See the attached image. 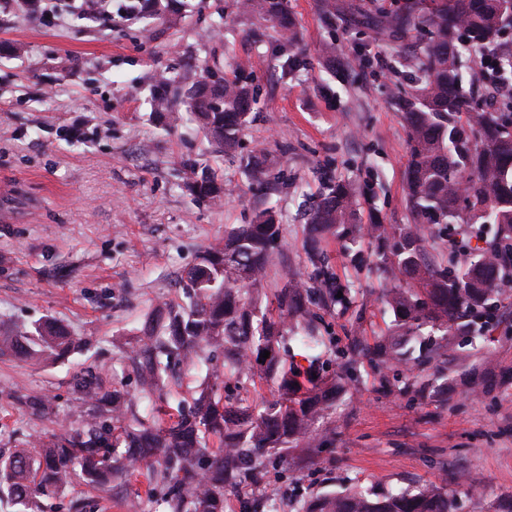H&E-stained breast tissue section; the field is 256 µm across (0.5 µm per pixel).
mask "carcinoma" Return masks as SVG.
Here are the masks:
<instances>
[{
  "label": "carcinoma",
  "instance_id": "1",
  "mask_svg": "<svg viewBox=\"0 0 512 512\" xmlns=\"http://www.w3.org/2000/svg\"><path fill=\"white\" fill-rule=\"evenodd\" d=\"M184 4L178 0H123L118 12L153 18L171 25ZM237 12L259 19L276 35L282 52L277 67L285 74L299 70L306 59L296 47L298 28L288 0H236ZM382 39L417 29L427 34L409 59L415 73L409 88L396 87L393 103L406 128L405 193L409 224L357 219L360 198L368 186L349 180H327L308 213L304 249L312 271L292 278L276 294L278 317H258L261 286L271 249L282 228L270 208L251 224L225 232L224 247L208 249L189 267L186 301L163 304L139 329L126 358L139 380L143 397L167 388L170 363L206 359L221 351L224 361L209 366L207 381L191 407L159 421L143 416L124 390L106 388L100 378L75 379L82 424L64 426L45 450L42 464L28 448L0 459V499L17 512H43L41 499L70 483L81 468L91 484L130 485L146 479L145 494L125 500L129 512H140L143 499H158L163 512H224L226 481L232 491L254 484L261 464L285 448L317 447L310 434L325 411L323 392L299 381L301 369L281 367V351L291 340L316 352L311 363L333 348L320 334L315 298L347 306L351 288L340 283L324 251L328 237L345 242L346 256L356 267L365 259L390 285L386 301L395 316L379 341L375 367L414 366L448 355V337L476 336L491 327L496 297L512 280V49L504 30L512 27V0H399L383 3L364 18ZM480 58L473 80L491 79L498 107L478 108L467 97L461 72ZM152 110L177 123L193 114L211 138L216 152L235 154L257 99L240 77L230 80L219 69L205 68L200 79L156 73L151 78ZM257 180H270L276 166L259 149L242 160ZM190 176L189 195L215 205L237 185L221 180L206 167L184 162ZM454 242L462 257L453 268L425 261L427 248ZM75 347L51 321L31 328L15 326L0 334V354L23 351L49 361ZM270 352L269 358L261 354ZM275 380L280 397L258 413L249 397L224 395V380ZM456 500L444 487L372 499L352 492L330 496L298 512H455Z\"/></svg>",
  "mask_w": 512,
  "mask_h": 512
}]
</instances>
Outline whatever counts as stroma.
<instances>
[{"label":"stroma","instance_id":"1","mask_svg":"<svg viewBox=\"0 0 512 512\" xmlns=\"http://www.w3.org/2000/svg\"><path fill=\"white\" fill-rule=\"evenodd\" d=\"M303 33L307 64L286 75L275 65L273 32L246 37L256 19L236 17L221 31L214 0H190L182 22L89 21L73 15L27 18L17 0H0V325L55 319L78 341L65 359L45 363L0 356V455L30 441L51 443L59 423L78 424L72 394L77 373H98L105 386L138 394L124 350L154 308L182 298L180 280L225 228L252 223L273 207L282 238L264 283L273 294L311 266L302 248L307 211L324 176L369 183L359 219L410 220L404 199L407 144L392 102L399 55L420 37L378 41L355 21L330 24L319 0H288ZM368 64L339 69L358 48ZM245 60L259 109L238 155L218 156L191 114L166 129L151 114L149 77L218 67L234 76ZM80 139H72V131ZM264 148L279 158L276 191L245 175L240 159ZM216 169L240 190L223 205L183 189L184 159ZM342 282L353 287L345 310L321 307L319 327L336 343L330 371L350 367L355 382L329 403L303 446L268 458L283 512L330 493L362 490L377 498L428 486L453 490L458 512H501L512 500V288L483 337H457L464 364L431 367L425 393L393 370L377 374L368 354L393 314L385 281L372 265L354 268L342 241L326 246ZM47 397L44 411L27 402ZM120 487L93 489L83 477L43 499L44 512H126Z\"/></svg>","mask_w":512,"mask_h":512}]
</instances>
